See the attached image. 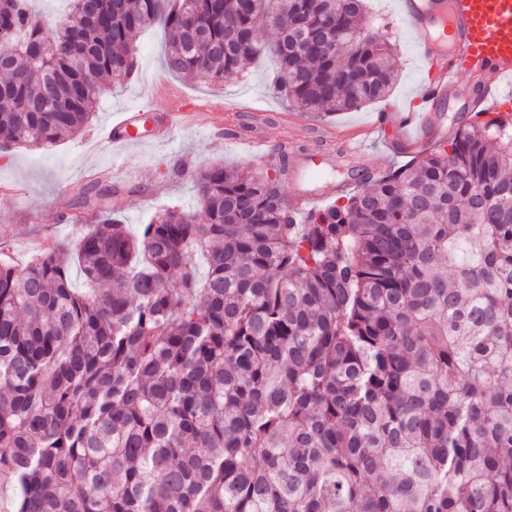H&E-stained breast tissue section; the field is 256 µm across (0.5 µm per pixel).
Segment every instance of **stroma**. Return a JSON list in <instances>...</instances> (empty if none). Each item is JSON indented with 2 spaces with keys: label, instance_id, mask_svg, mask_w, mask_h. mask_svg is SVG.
I'll return each instance as SVG.
<instances>
[{
  "label": "stroma",
  "instance_id": "1",
  "mask_svg": "<svg viewBox=\"0 0 512 512\" xmlns=\"http://www.w3.org/2000/svg\"><path fill=\"white\" fill-rule=\"evenodd\" d=\"M399 0H367L366 23L397 45L399 76L383 99L324 117L292 107L274 88L278 63L264 54L239 76L221 84L176 75L165 66V35L144 30L136 41L138 72L97 100L83 132L49 148H0V258L21 263L41 248L76 237L74 200L80 188L114 185L124 189L122 221L130 231L153 213L178 207L199 213L192 172L205 165L267 170V157L253 154L252 136L265 134L270 144L303 145L318 164L323 180H334L331 157L359 146L358 163L368 168L384 163L392 170L406 164L415 149L373 128L380 113L400 105L424 108L422 96L434 68L421 57L415 34L401 21ZM183 109L169 128L157 123L170 98ZM140 107L139 144L112 145L103 131L122 111Z\"/></svg>",
  "mask_w": 512,
  "mask_h": 512
}]
</instances>
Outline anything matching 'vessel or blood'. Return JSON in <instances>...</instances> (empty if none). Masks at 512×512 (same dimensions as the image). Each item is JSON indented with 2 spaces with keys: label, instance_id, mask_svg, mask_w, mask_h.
I'll list each match as a JSON object with an SVG mask.
<instances>
[{
  "label": "vessel or blood",
  "instance_id": "obj_1",
  "mask_svg": "<svg viewBox=\"0 0 512 512\" xmlns=\"http://www.w3.org/2000/svg\"><path fill=\"white\" fill-rule=\"evenodd\" d=\"M401 15L437 75L430 108L407 118L415 146L422 147L442 130L434 121L436 108L458 101L459 117L468 118L476 103H489L501 82L512 81V0H401ZM464 74L479 80L478 94L464 93L459 82ZM132 121V114H125L107 129L108 140L135 144ZM403 126L389 123L385 130L397 137Z\"/></svg>",
  "mask_w": 512,
  "mask_h": 512
}]
</instances>
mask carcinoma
<instances>
[{
  "label": "carcinoma",
  "instance_id": "cac0c4a2",
  "mask_svg": "<svg viewBox=\"0 0 512 512\" xmlns=\"http://www.w3.org/2000/svg\"><path fill=\"white\" fill-rule=\"evenodd\" d=\"M70 2L0 0L9 143L80 134L151 26L215 83L279 29L275 88L306 112L397 78L360 0ZM480 116L324 209L288 207L279 145L272 176L194 172L203 224L131 233L107 189L75 240L0 259V512H512V117Z\"/></svg>",
  "mask_w": 512,
  "mask_h": 512
}]
</instances>
